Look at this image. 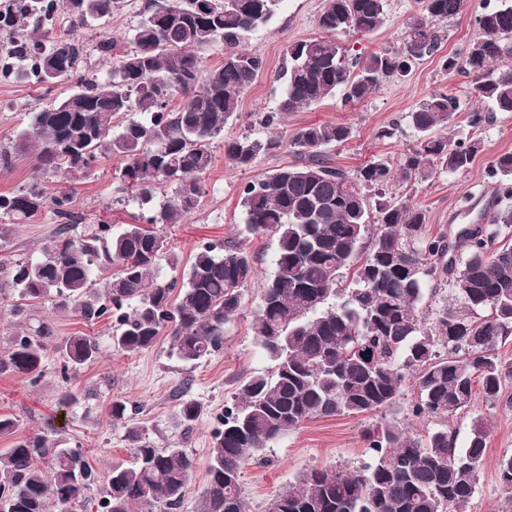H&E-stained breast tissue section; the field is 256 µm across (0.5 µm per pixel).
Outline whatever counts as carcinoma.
Wrapping results in <instances>:
<instances>
[{"mask_svg":"<svg viewBox=\"0 0 512 512\" xmlns=\"http://www.w3.org/2000/svg\"><path fill=\"white\" fill-rule=\"evenodd\" d=\"M281 0H146L143 19L125 50L110 39L99 49L112 62V78L84 69V46L56 33L58 12L71 25L105 18L121 0H0V76L12 60L27 63L34 82L72 80L76 90L30 115L13 146L31 150L37 168L65 176L86 173L101 159L124 160L119 190L135 194L145 213L115 230L71 209V195L47 197L36 181L0 194V214L28 220L52 204L61 227L35 260L0 262V294L22 300L10 314L19 330L0 358V373L42 377L48 319L26 322L23 301L51 296L57 308L94 321L115 310L118 349L136 354L166 335L186 362L200 361L224 345V328L244 304L255 277L254 259L235 241H207L197 248L187 277L161 276L178 264L164 229L181 224L202 195L200 178L214 162L213 140L238 112L244 92L264 70V59L243 48L246 36L267 23ZM406 21L396 51L351 54L336 36L377 32L388 0H327L317 18L321 36L288 45L286 89L270 127L342 94L359 101L384 81L407 76L412 64L437 53L441 35L433 22L465 14L468 0H424ZM471 22L479 36L442 68L473 78L479 106L437 92L406 113L416 145L398 166L373 160L350 172L334 165L328 148L349 139L350 128L307 124L291 135L295 163L244 184L245 232L277 241L274 269L253 323L258 345L275 362L272 373L246 380L224 408L223 429L209 449L207 484L199 512H246L242 469L268 443L315 418L363 415L394 407L406 376L416 379V417L433 423L419 435L386 420L365 434L369 461L353 472L314 468L297 477L267 512H467L474 498L491 431L473 420L467 446H456L449 419L482 399L496 403L512 366L496 353L512 337V153L488 171L495 183L480 219L450 238L425 232L426 214L408 198L389 192L395 179L427 180L439 170L469 167L476 142L438 133L463 119L472 129L489 112H512V0ZM224 48L207 65L195 50ZM283 146L278 137L244 136L224 142V157L249 168L260 155ZM173 199L154 204L164 188ZM448 288L457 307L423 314L426 283ZM130 311H125V308ZM99 345L72 336L62 346L60 373L96 360ZM201 415L194 401L180 404L176 423L191 428ZM134 463L108 475L100 512H134L157 506L173 512L185 496L194 459L181 448L157 447L131 427ZM50 467L46 476L39 464ZM503 494L512 503V455L499 461ZM96 473L75 448L45 436L14 438L0 452V512H84Z\"/></svg>","mask_w":512,"mask_h":512,"instance_id":"carcinoma-1","label":"carcinoma"}]
</instances>
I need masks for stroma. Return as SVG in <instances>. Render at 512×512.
Segmentation results:
<instances>
[{"label":"stroma","instance_id":"35a3bbf8","mask_svg":"<svg viewBox=\"0 0 512 512\" xmlns=\"http://www.w3.org/2000/svg\"><path fill=\"white\" fill-rule=\"evenodd\" d=\"M144 3L145 0H123L112 16L88 21L77 29L71 28L64 15L57 23V31L78 38L84 46L86 69L106 79L112 74V66L100 53L99 44L114 38L131 45ZM325 3L326 0H281L271 20L246 40V48L264 59L265 68L243 95L239 111L225 126L223 137L213 143L214 164L202 177L204 194L196 211L184 223L165 231L179 258L177 267L164 268L165 277L183 278L200 242L239 237L243 217L241 185L294 160L292 149L285 145L274 154L259 156L252 168L241 170L225 159V139L245 135L264 138L274 133L286 141L295 129L307 124L345 125L351 130L349 140L332 147L330 154L336 165L351 171L372 160L398 162L415 144V133L404 124L403 117L431 94L444 91L474 98L471 77L445 72L439 57L463 52L478 31L468 16L441 19L436 23L442 35L439 55L417 61L408 77L381 83L359 102L347 104L338 98L330 99L288 116L275 129L266 128L261 119L275 111L284 90L278 75L288 64L286 49L295 40L317 36V18ZM417 9L415 0H389L386 22L379 31L368 37L349 31L339 34L338 40L355 53L397 49L403 41L405 23ZM74 87V82L62 81L48 91L21 76L0 78V147L27 124L31 113L61 100ZM392 123L398 126L395 136L380 137V130ZM455 133L473 137L478 144L467 170L441 173L422 182H397L392 187L394 194L410 198L425 212L426 232L432 237L455 229L463 197L472 195L486 200L492 196L488 169L496 157L512 153V112L490 113L480 130L474 132L464 125ZM122 166L121 158H105L88 174L66 179L41 173L33 156L15 153L8 163H0V194L37 180L47 194L69 191L77 214L115 225L126 224L140 214L141 208L133 198L118 191ZM56 229L52 209L44 208L30 220L13 225L11 234L0 241V259L35 257L51 241ZM244 246L255 260L258 276L247 287L240 314L224 329L223 348L198 363L180 361L172 354L165 335L149 350L126 354L112 344L116 319L105 316L90 322L76 312L57 311L52 299L30 302L31 320L49 319L55 326L42 362L44 375L34 383L23 374L0 373V415L19 417L20 435L39 434L58 446L80 450L99 476L87 493L91 502L101 499L104 480L113 465L132 463L128 429L136 425L156 445H176L194 457L195 469L177 512H197L206 485L209 450L214 433L221 427L225 406L232 404L245 378L271 373L274 367L256 344L252 324L263 286L273 270L277 244L266 236L246 239ZM77 334L93 337L99 344V354L94 362L64 378L60 375L59 348ZM183 397L195 400L202 408L199 420L189 430L175 423ZM116 399L127 405L124 419L118 421L109 414ZM416 399L415 382L408 379L401 387L396 406L382 415L316 418L269 443L261 449L258 461L248 463L242 470L247 512H267L275 496L297 476L312 469L352 471L367 462L363 433L379 419L423 428V421L410 413ZM478 416L487 418L491 438L467 512H512L504 504L498 479L500 459L512 455V378L506 380L495 405L479 402L472 410L450 419L448 426L457 435L458 447H465L471 421Z\"/></svg>","mask_w":512,"mask_h":512}]
</instances>
